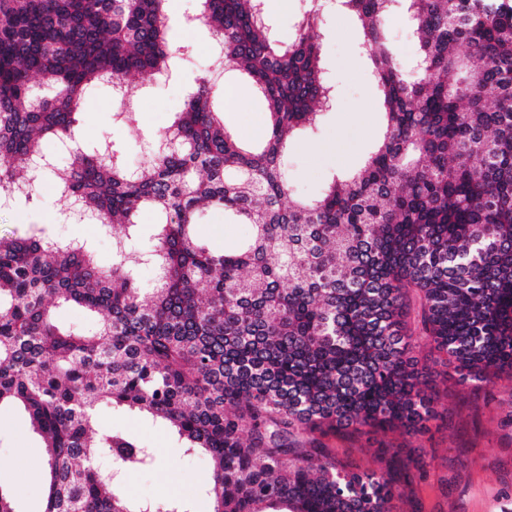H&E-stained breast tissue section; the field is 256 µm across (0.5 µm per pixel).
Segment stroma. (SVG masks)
Instances as JSON below:
<instances>
[{
  "instance_id": "35a3bbf8",
  "label": "stroma",
  "mask_w": 512,
  "mask_h": 512,
  "mask_svg": "<svg viewBox=\"0 0 512 512\" xmlns=\"http://www.w3.org/2000/svg\"><path fill=\"white\" fill-rule=\"evenodd\" d=\"M194 0H170L168 39L174 47L187 48L171 78L158 83L127 79L126 89L144 108L133 121L121 122L115 114L119 103L107 86L91 89L84 97L78 135L85 148L110 139L127 163H139L148 138L161 132L182 112L188 87L209 71L221 46L211 30L201 24H183L194 13ZM267 22L275 37L292 40L297 23L314 14L319 35L321 65L333 91L329 108L315 123L301 126L285 154L288 183L294 196L318 198L334 177L358 168L376 147L384 128L382 93L372 63L363 47L357 16L340 0H288L287 7L266 6ZM387 42L404 72H411L419 45L404 0H395L385 22ZM233 86L238 103L224 109L223 89ZM213 103L224 110V126L239 140L252 141L266 130L267 103L253 82L240 72L225 69L215 80ZM60 192L53 176H45L33 201L0 209V229L12 231L35 224L54 239L84 241L93 245L99 262L112 263V235L94 221L75 224L60 214ZM212 249H235L248 239L252 228L229 220L223 212L206 211L197 226ZM448 420L440 428L415 438L396 432L378 435L321 438L323 447L354 470L374 467L378 448H397L402 454L419 450L435 452L437 468L405 488L398 512H512V390L501 387L491 405L481 397L449 387L441 400ZM100 429L127 434L154 450V466L135 469L123 477L127 496L135 501L164 502L184 499L207 512L199 499L211 463L205 454L185 453L183 443L165 425L109 405L97 413ZM45 450L23 410L0 408V489L12 497L18 512H40L44 491L41 480Z\"/></svg>"
}]
</instances>
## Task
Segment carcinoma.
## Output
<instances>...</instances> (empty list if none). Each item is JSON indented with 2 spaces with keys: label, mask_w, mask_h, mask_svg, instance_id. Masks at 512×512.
<instances>
[{
  "label": "carcinoma",
  "mask_w": 512,
  "mask_h": 512,
  "mask_svg": "<svg viewBox=\"0 0 512 512\" xmlns=\"http://www.w3.org/2000/svg\"><path fill=\"white\" fill-rule=\"evenodd\" d=\"M342 2L362 21L387 123L361 169L302 202L283 149L332 100L312 18L283 43L262 0H199L217 66L245 70L268 102L266 139L241 146L202 76L130 168L107 140L81 148L80 105L91 87L170 75L168 0H0V208L47 171L65 214L124 230L109 267L35 225L0 233V406H22L43 438L41 512H195L127 497L122 475L156 457L99 430L102 404L206 454L211 512H392L435 455L381 448L376 467L349 471L310 435L413 438L446 421L423 346L489 403L512 383V0H408L413 77L384 35L392 0ZM46 138L71 162L52 163ZM144 205L163 221L136 251ZM204 208L251 225L249 241L207 247ZM140 265L156 272L150 288L134 282ZM57 303L98 326L62 328Z\"/></svg>",
  "instance_id": "1"
}]
</instances>
